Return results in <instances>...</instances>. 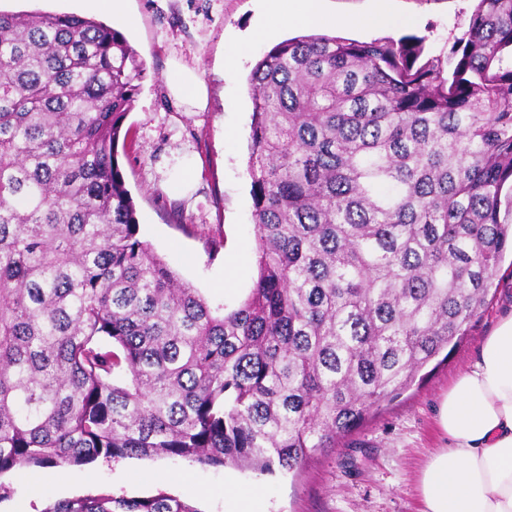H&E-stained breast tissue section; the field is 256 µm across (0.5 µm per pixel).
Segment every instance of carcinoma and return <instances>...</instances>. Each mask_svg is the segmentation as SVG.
Instances as JSON below:
<instances>
[{
    "mask_svg": "<svg viewBox=\"0 0 512 512\" xmlns=\"http://www.w3.org/2000/svg\"><path fill=\"white\" fill-rule=\"evenodd\" d=\"M512 0L423 40L288 39L249 76L257 279L211 305L140 236L118 149L144 65L0 11V475L99 458L258 474L334 448L467 335L512 251ZM44 512H198L159 492Z\"/></svg>",
    "mask_w": 512,
    "mask_h": 512,
    "instance_id": "cac0c4a2",
    "label": "carcinoma"
}]
</instances>
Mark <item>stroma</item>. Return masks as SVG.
Masks as SVG:
<instances>
[{
  "label": "stroma",
  "instance_id": "stroma-1",
  "mask_svg": "<svg viewBox=\"0 0 512 512\" xmlns=\"http://www.w3.org/2000/svg\"><path fill=\"white\" fill-rule=\"evenodd\" d=\"M330 17L349 19L336 37L370 42L407 35L423 39L424 57L448 54L467 31L475 0H321ZM114 27L144 61L133 110L124 126L134 140L119 164L137 207L140 235L205 297L236 307L256 277L252 198L247 173L253 103L248 77L256 61L295 28L252 30L262 0H125ZM389 23L368 25L378 11ZM204 81L198 111L169 93L178 68ZM468 336L423 382L370 417L337 448L316 454L295 474L260 475L204 468L167 458H103L66 470L47 487L40 470L0 475V512H44L59 499L165 492L198 512H225L230 487L256 491L262 512H421L420 472L445 443L436 425L441 397L476 357L498 322L512 315V257Z\"/></svg>",
  "mask_w": 512,
  "mask_h": 512
}]
</instances>
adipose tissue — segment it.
Listing matches in <instances>:
<instances>
[{"label": "adipose tissue", "instance_id": "obj_1", "mask_svg": "<svg viewBox=\"0 0 512 512\" xmlns=\"http://www.w3.org/2000/svg\"><path fill=\"white\" fill-rule=\"evenodd\" d=\"M320 0H267L265 24L321 26ZM447 438L419 478L422 512H512V317L451 384L438 413Z\"/></svg>", "mask_w": 512, "mask_h": 512}]
</instances>
